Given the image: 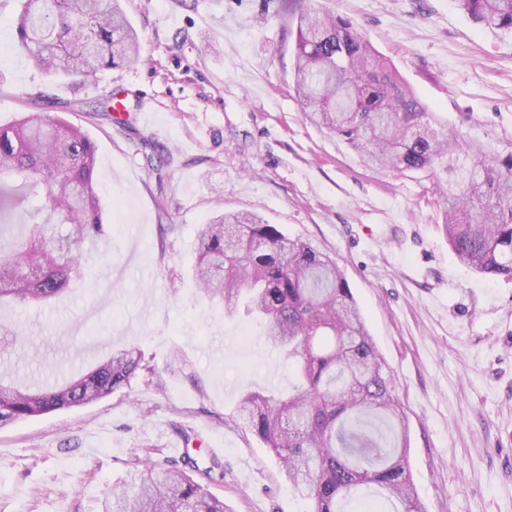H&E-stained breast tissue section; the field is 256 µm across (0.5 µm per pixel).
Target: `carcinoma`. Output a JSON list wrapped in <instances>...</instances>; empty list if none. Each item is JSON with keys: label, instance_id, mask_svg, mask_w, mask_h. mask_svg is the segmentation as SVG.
<instances>
[{"label": "carcinoma", "instance_id": "1", "mask_svg": "<svg viewBox=\"0 0 512 512\" xmlns=\"http://www.w3.org/2000/svg\"><path fill=\"white\" fill-rule=\"evenodd\" d=\"M457 2L479 26L512 34V0ZM303 3L294 68L306 118L372 167L454 185L443 210L448 245L472 271L512 279V150L449 132L350 19ZM16 31L50 76H89L140 50L119 0H20ZM95 164V144L59 115L25 112L0 126V239L12 236L0 254V302L47 303L85 278L82 245L104 236ZM193 273L225 315L244 306L260 319L265 342L295 372L286 394L245 392L232 423L270 449L309 512H344L372 488L394 512H425L403 408L336 261L257 215L222 213L196 231ZM141 370V352L125 348L64 384L0 375V428L100 400ZM213 471L148 460L134 483L103 492L102 512H230L209 490Z\"/></svg>", "mask_w": 512, "mask_h": 512}]
</instances>
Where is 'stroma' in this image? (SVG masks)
<instances>
[{
	"label": "stroma",
	"mask_w": 512,
	"mask_h": 512,
	"mask_svg": "<svg viewBox=\"0 0 512 512\" xmlns=\"http://www.w3.org/2000/svg\"><path fill=\"white\" fill-rule=\"evenodd\" d=\"M459 137L512 149V36L476 25L456 0H320ZM139 58L85 80L32 66L0 0V126L32 98L103 101L128 92L124 125L66 118L97 145L106 236L87 278L56 302L0 306L25 345L0 373L34 383L137 346L147 365L96 402L0 428V512H100V494L144 461L219 462L211 492L230 512H306L271 452L229 425L243 388L292 374L252 317L225 318L191 278L197 225L250 211L336 259L406 414L409 464L426 512H512V280L463 265L442 229L444 197L425 174L367 166L306 120L292 68L297 0H121ZM155 113L144 122L138 103ZM163 155V179L146 165Z\"/></svg>",
	"instance_id": "stroma-1"
}]
</instances>
